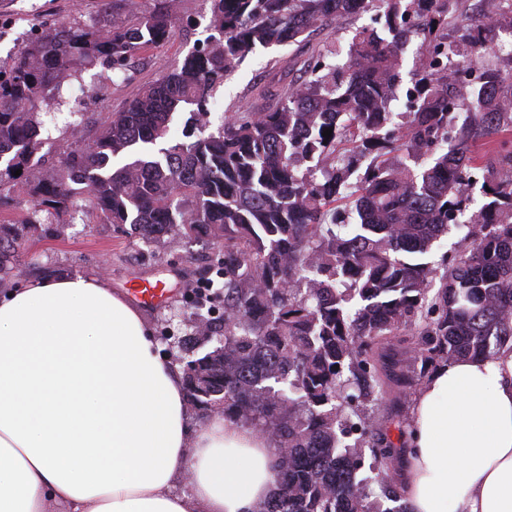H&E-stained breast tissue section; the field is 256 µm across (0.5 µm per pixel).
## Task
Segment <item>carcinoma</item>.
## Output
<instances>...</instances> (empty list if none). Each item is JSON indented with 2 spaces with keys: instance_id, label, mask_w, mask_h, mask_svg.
Here are the masks:
<instances>
[{
  "instance_id": "cac0c4a2",
  "label": "carcinoma",
  "mask_w": 512,
  "mask_h": 512,
  "mask_svg": "<svg viewBox=\"0 0 512 512\" xmlns=\"http://www.w3.org/2000/svg\"><path fill=\"white\" fill-rule=\"evenodd\" d=\"M208 2L205 39L91 144L63 153L31 188L33 206L84 193L101 222L143 240L217 241L210 287L224 289V319L197 304L203 352L183 358V380L201 417L219 411L273 438L278 492L257 512H408L389 478L395 450L367 408L385 385L404 395L441 363L512 349V73L463 80L493 45L460 21L458 0ZM370 11L391 39L357 28L347 58L318 51L309 78L269 110L239 108L207 131L215 91L249 55ZM175 13L176 0H160L105 33L37 29L0 63L5 174L33 166L39 109L77 70L106 64L130 79ZM450 26L463 34L443 75ZM414 36L410 110L394 112ZM181 110L184 141L159 146ZM479 140L495 162L478 164ZM454 228L456 256L440 274L426 256ZM21 232L0 224V282Z\"/></svg>"
}]
</instances>
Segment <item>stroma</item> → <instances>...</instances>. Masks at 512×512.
Instances as JSON below:
<instances>
[{
  "label": "stroma",
  "mask_w": 512,
  "mask_h": 512,
  "mask_svg": "<svg viewBox=\"0 0 512 512\" xmlns=\"http://www.w3.org/2000/svg\"><path fill=\"white\" fill-rule=\"evenodd\" d=\"M156 5L157 0H0V20L9 21L14 31L13 38L0 39V58H8L20 47L21 36L29 33L32 25L77 22L108 30L133 15L152 11ZM208 10L207 0H179L173 36L156 48L138 53L132 80L113 78L110 70L99 66L65 85L61 99L80 95L83 113L75 119L65 112L41 113L43 134L48 139L43 148L46 165H53L67 146L91 142L111 113L121 111L142 85L170 72L193 50L202 37L198 21ZM370 23V14L364 13L348 20L344 28L320 27L304 34L296 44L261 49L249 55L216 90L209 117L212 126H219L224 112L233 107L266 111L290 82L304 77L315 51H348L354 30ZM41 174L37 168L22 171L14 178L0 177V224L27 227L25 243L12 260L11 286L56 274H94L102 277L114 293L123 296L136 281H163L170 289L169 298L142 310L141 316L172 367L181 369L184 352L175 339L193 332V291L215 256L210 240L144 244L136 235L101 223L82 196L64 210L33 212L32 199L21 183L37 180ZM415 397L411 391L398 400L389 393L373 409L396 446L405 443Z\"/></svg>",
  "instance_id": "1"
}]
</instances>
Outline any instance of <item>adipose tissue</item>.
I'll return each instance as SVG.
<instances>
[{
	"label": "adipose tissue",
	"mask_w": 512,
	"mask_h": 512,
	"mask_svg": "<svg viewBox=\"0 0 512 512\" xmlns=\"http://www.w3.org/2000/svg\"><path fill=\"white\" fill-rule=\"evenodd\" d=\"M410 437L408 512H512V352L439 368ZM274 453L220 415L190 433L180 376L101 279L0 293V512H255L278 489Z\"/></svg>",
	"instance_id": "ef3b65f1"
}]
</instances>
